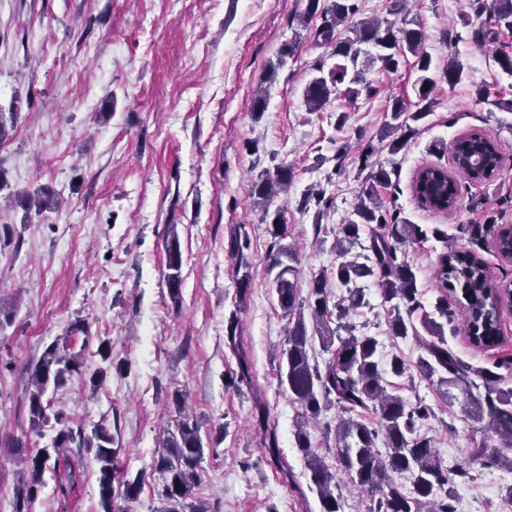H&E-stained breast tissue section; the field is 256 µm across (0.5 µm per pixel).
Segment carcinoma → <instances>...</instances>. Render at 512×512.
Here are the masks:
<instances>
[{
	"label": "carcinoma",
	"instance_id": "1",
	"mask_svg": "<svg viewBox=\"0 0 512 512\" xmlns=\"http://www.w3.org/2000/svg\"><path fill=\"white\" fill-rule=\"evenodd\" d=\"M469 13L462 17L464 24L470 18L482 17L497 26L512 27V0H468ZM359 13L357 0H308L304 23L313 17L321 18V25L314 29L316 40L334 46V56L342 59L328 76L313 78L304 88L303 96L308 110L317 112L327 105L331 96L338 93V85L349 82L344 94L353 99L364 90L372 94L371 85L364 78V69L357 68L362 46L372 45L377 54L367 63L380 62L389 71L398 70L401 63L413 56V69L418 73L414 83L416 101L406 103L401 98L392 100L391 122L387 123L394 138L388 144L389 152L399 153L408 140L418 133L417 124L429 116L434 104L437 86L436 67L425 48L426 34L420 27L394 30V24L385 18L360 19L348 27L352 36L336 35L339 25ZM296 45L281 47L277 62L270 66L264 81L271 82L278 68L294 56ZM464 68L455 57L448 58V65L441 73L448 86L458 84ZM374 150L363 148L359 155V172L365 173L363 192L351 217L341 225L336 235L338 263L334 277L347 296L333 303L321 277L315 278L307 296H301L298 271L294 266L297 257L291 247L277 244L270 270L276 271L273 280L277 303L288 316L292 327L288 331L287 347L282 350L279 367V384L300 406L295 441L302 452L305 468L310 473L321 505V512H340V498L336 496V476L341 474L355 490L365 493L371 505L370 512H454L450 488L452 477L448 467L440 461L434 439L417 432V422L434 416L433 408L422 400L411 403L388 392L387 375L404 376L410 364L399 354L391 356L386 368H381L379 341L368 335L354 334V327L346 322L348 314L363 304L362 290L355 287L360 279H372L379 288L383 303L389 305V330L394 338L414 337L420 345L416 359L419 375L435 389L453 387L461 391L466 402L468 417L478 423L476 431L482 433L480 447L471 449L467 465L498 466L512 470V388L500 386L501 377L484 367H474L463 362L451 349L443 334L442 325L429 315L420 319L416 327L414 315L422 309L415 268L409 262L402 246L433 238L448 243V235L437 227L412 224L400 217V212L389 211L377 201L376 186L391 183L392 171L381 163L371 161ZM453 158L461 175L481 179L493 178L502 163L500 146L478 131L457 139ZM293 181L289 165H279L274 173H263L255 185V204L263 211L268 232L275 239H283L284 224L281 209L270 210L276 196L288 191ZM415 195L425 199L446 201L447 205L427 204V207L446 211L456 205L457 180L443 169L433 166L422 168L414 180ZM27 207L41 215L57 208L55 197L43 191L28 198ZM472 244L478 246L482 239L493 234L499 253L512 259V234L495 228L493 224H468L463 227ZM364 243H359V240ZM362 252H353L355 244ZM249 248L247 234L233 230L229 253L234 261L235 283L239 300H244L250 285L248 274L240 270L249 262L244 250ZM183 264L182 251L176 227H171L166 242L167 284L173 302L180 300ZM435 278L440 295L435 310L441 317H448V292H461L466 317L464 327L472 343L491 347L499 339V292L492 285L484 262L472 250H451L439 257ZM336 318V328H331V318ZM425 334H420V331ZM225 344L232 350L237 370L233 382L248 388L255 387L252 364L241 343L239 320L231 314L226 325ZM70 336L55 339L45 347L41 357L31 368L28 401L29 425L33 432L54 423L60 426L52 447L41 448L29 456L21 483L14 495V512H32L39 490L44 484V474L57 469L62 449L75 444L94 452L98 464V487L103 512H124L115 507L116 498L127 502L137 499L142 488L141 475L134 478L116 466L117 449L114 437L103 425L84 434L65 425L64 412L52 407L48 393L57 392L67 380L82 372L84 358L68 345ZM332 354L324 368L311 363L314 345ZM178 417L174 430L159 445L152 468L162 484L160 493L164 507L155 512H208L203 503L195 499V489L200 482V464L204 445L199 426L183 413V397L175 393ZM334 405L340 412L336 421V469H331L313 448L307 422L321 415ZM259 424L263 428V447L275 462L285 479H290L288 467L280 460L278 438L268 423V413L262 398H255ZM372 413L378 426L369 424L363 413ZM495 435L501 448L490 447L488 439ZM383 438L386 452L377 447Z\"/></svg>",
	"mask_w": 512,
	"mask_h": 512
}]
</instances>
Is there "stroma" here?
Wrapping results in <instances>:
<instances>
[{
    "mask_svg": "<svg viewBox=\"0 0 512 512\" xmlns=\"http://www.w3.org/2000/svg\"><path fill=\"white\" fill-rule=\"evenodd\" d=\"M393 0H359L360 17L410 19L427 33L426 50L446 67L456 54L465 71L455 86L438 81L433 111L398 154H390L385 125L392 98L411 101L416 73L375 65L366 80L376 93L349 101L331 99L308 111L307 83L337 59L300 23L307 0H0V113L14 126L0 142V512H12L21 460L51 447L56 431L29 430L30 369L44 348L82 320L72 336L85 372L52 398L73 429L91 433L105 425L115 438L116 464L142 475L143 489L127 512H153L161 481L151 464L176 416L183 393L204 443L196 495L209 512H321L296 446L298 405L280 387L278 352L288 319L277 304L269 270L272 239L254 206L252 187L277 165L294 179L275 206L283 210L285 240L298 252V280L308 287L322 276L341 297L334 278L336 233L362 189L358 151L393 170L377 189L385 208L413 224L439 227L447 242L407 245L421 301L433 310L439 291L434 268L445 246L476 248L500 292L501 342L474 346L463 326L456 295L443 324L449 347L475 367L512 359V262L494 237L472 246L464 224L512 226V76L495 63L499 46L512 49V30L496 41L473 40L459 15L467 0H408L406 13L390 14ZM297 51L272 83L264 77L283 44ZM491 89V103H475L477 88ZM266 109L253 111L258 88ZM346 122H339V115ZM477 130L501 144L503 162L489 181L459 178L456 207L423 205L414 180L426 166L454 171L452 145ZM316 187L328 205L304 204ZM51 192L59 209L35 215L23 202L37 190ZM244 225L250 286L238 297L228 254L231 229ZM176 228L183 255L180 303L166 284L165 243ZM366 306L350 317L358 332L378 338L379 356L418 355L414 338L392 339L388 311L374 281H363ZM254 379L269 406L283 460V480L262 448L250 390L233 385L236 358L224 343L230 315ZM108 342L112 367L91 389L101 367L97 353ZM393 393L423 398L434 411L423 433L451 468L464 466L479 438L457 389L439 395L420 377L397 378ZM74 480L59 487L46 474L33 512H102L97 463L85 448L59 460ZM455 512H512L506 494L512 474L494 466L455 477Z\"/></svg>",
    "mask_w": 512,
    "mask_h": 512,
    "instance_id": "obj_1",
    "label": "stroma"
}]
</instances>
